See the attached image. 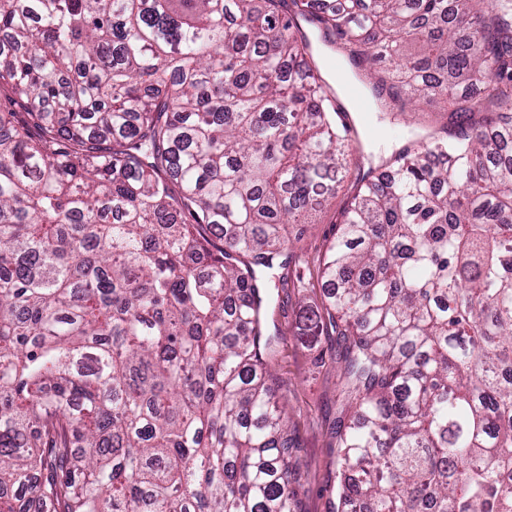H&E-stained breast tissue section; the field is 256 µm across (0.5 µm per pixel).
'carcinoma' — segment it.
Here are the masks:
<instances>
[{
  "label": "carcinoma",
  "instance_id": "1",
  "mask_svg": "<svg viewBox=\"0 0 512 512\" xmlns=\"http://www.w3.org/2000/svg\"><path fill=\"white\" fill-rule=\"evenodd\" d=\"M304 21L448 102L319 262L331 508L512 512V0H0V512H300L265 275L354 134Z\"/></svg>",
  "mask_w": 512,
  "mask_h": 512
}]
</instances>
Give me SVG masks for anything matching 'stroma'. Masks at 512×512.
<instances>
[{
    "label": "stroma",
    "mask_w": 512,
    "mask_h": 512,
    "mask_svg": "<svg viewBox=\"0 0 512 512\" xmlns=\"http://www.w3.org/2000/svg\"><path fill=\"white\" fill-rule=\"evenodd\" d=\"M352 119L359 133L350 155V170L355 173L382 162L393 163L398 153L419 137L439 132L444 114L441 103L435 102L415 112L379 106L365 116L353 113ZM346 196V191H339L317 224L295 243L286 265L276 268L269 284L274 298L270 319L280 334L275 373L283 384L300 444L297 465L304 480L303 512L330 509L335 458L329 449V428L336 413L338 377L335 364L328 361L329 344L302 339L299 318L321 304L319 258Z\"/></svg>",
    "instance_id": "stroma-1"
}]
</instances>
